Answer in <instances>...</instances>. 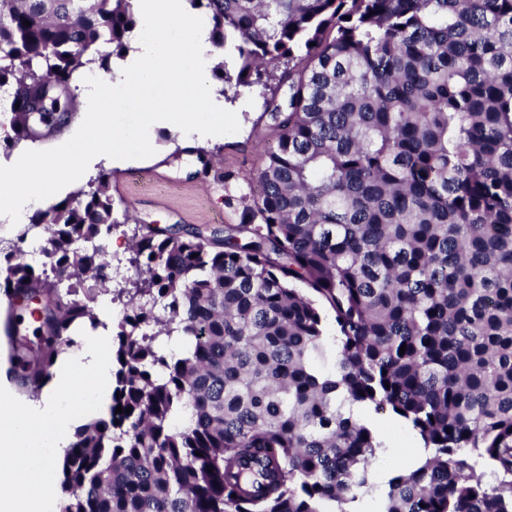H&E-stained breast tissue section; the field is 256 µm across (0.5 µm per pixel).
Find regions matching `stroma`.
<instances>
[{
    "label": "stroma",
    "instance_id": "obj_1",
    "mask_svg": "<svg viewBox=\"0 0 512 512\" xmlns=\"http://www.w3.org/2000/svg\"><path fill=\"white\" fill-rule=\"evenodd\" d=\"M236 113L240 129L218 140L205 141L222 169L237 173V194L249 193L257 170L265 159L266 148L275 145L277 132L263 115L258 94H243L224 104ZM155 149L144 165L112 168L108 192L116 206L140 224L182 225L210 231L237 223L235 209L224 203V185L213 179H191L185 160L175 158L177 148L186 146L175 126L155 124L149 130ZM368 421L388 440L387 453L374 463L383 477L399 469L413 468L418 441L414 434L388 413H369Z\"/></svg>",
    "mask_w": 512,
    "mask_h": 512
}]
</instances>
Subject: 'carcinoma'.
<instances>
[{
	"label": "carcinoma",
	"mask_w": 512,
	"mask_h": 512,
	"mask_svg": "<svg viewBox=\"0 0 512 512\" xmlns=\"http://www.w3.org/2000/svg\"><path fill=\"white\" fill-rule=\"evenodd\" d=\"M187 2L232 57L221 92L259 91L278 132L240 222L135 225L111 291L102 170L0 249V291L39 323L33 347L5 322L29 396L99 294L127 297L62 512H512V0ZM137 23L132 0H0L3 145L66 127L74 73ZM354 407L409 426L417 465L377 481L389 444Z\"/></svg>",
	"instance_id": "carcinoma-1"
}]
</instances>
